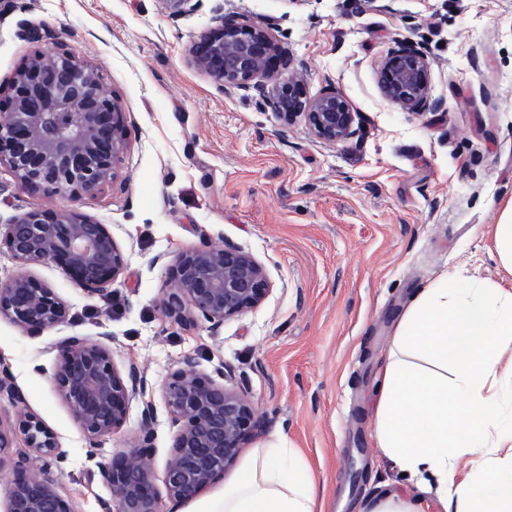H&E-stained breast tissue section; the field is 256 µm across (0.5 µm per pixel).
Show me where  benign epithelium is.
Wrapping results in <instances>:
<instances>
[{
	"instance_id": "benign-epithelium-1",
	"label": "benign epithelium",
	"mask_w": 512,
	"mask_h": 512,
	"mask_svg": "<svg viewBox=\"0 0 512 512\" xmlns=\"http://www.w3.org/2000/svg\"><path fill=\"white\" fill-rule=\"evenodd\" d=\"M171 19L187 18L203 0H156ZM22 36L44 46L19 65L0 89L7 111L0 113V165L20 190L76 200L92 199L119 176L117 161L129 147L122 104L97 66L56 40L47 28L29 25ZM189 63L225 91H253L281 125L304 122L326 144L351 138L356 113L334 90L306 96L288 74L292 58L268 29L230 16H216L188 49ZM381 85L392 104L422 114L433 106L429 62L417 50L392 49L381 64ZM17 271L0 279V319L31 337L68 324L70 308L28 268L54 264L85 292L102 294L121 273L124 253L112 230L78 209L31 207L0 225V250ZM161 301L166 320L184 330L206 324L217 332L224 320L261 306L272 292L266 268L251 253L203 242L181 252L167 269ZM53 380L61 400L89 447L120 433L135 400L142 412L138 430L100 473L112 485L104 512H166L224 478L243 448L264 425L248 388L231 373L217 381L203 376L191 356L181 360L160 388L173 428L162 484L157 486L154 440L157 410L153 390L136 365L121 370L108 346L86 336H67L55 345ZM14 405L23 396L14 376L0 367V399ZM21 432L38 454L44 473L29 472L30 457L13 446ZM63 456L56 435L36 415L20 411L0 420V471L9 472L6 512H74L57 479Z\"/></svg>"
}]
</instances>
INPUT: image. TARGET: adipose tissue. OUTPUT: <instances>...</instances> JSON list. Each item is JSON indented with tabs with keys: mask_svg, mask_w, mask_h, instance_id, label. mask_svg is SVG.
I'll list each match as a JSON object with an SVG mask.
<instances>
[{
	"mask_svg": "<svg viewBox=\"0 0 512 512\" xmlns=\"http://www.w3.org/2000/svg\"><path fill=\"white\" fill-rule=\"evenodd\" d=\"M442 273L398 324L371 403L376 445L420 489L385 490L361 512H512V428L498 414L512 386V289L452 287ZM317 480L297 448L261 445L213 494L176 512H317Z\"/></svg>",
	"mask_w": 512,
	"mask_h": 512,
	"instance_id": "ef3b65f1",
	"label": "adipose tissue"
}]
</instances>
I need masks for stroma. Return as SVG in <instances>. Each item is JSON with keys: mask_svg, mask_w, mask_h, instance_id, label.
Segmentation results:
<instances>
[{"mask_svg": "<svg viewBox=\"0 0 512 512\" xmlns=\"http://www.w3.org/2000/svg\"><path fill=\"white\" fill-rule=\"evenodd\" d=\"M22 3L0 15V86L37 48L20 23H40L98 65L130 128L118 181L78 204L124 252L111 295L88 296L55 265L36 266L74 323L31 337L0 319V362L55 433L76 512L111 499L98 465L140 421L132 404L123 434L89 449L55 391V343L105 333L118 367L137 363L153 387L188 355L208 376L232 371L265 417L258 441L303 450L324 512H359L387 488L416 494L375 446L370 397L396 325L441 271L461 287L512 289L491 238L512 203V0H203L176 22L157 0ZM217 7L269 28L308 95L348 100L356 133L319 142L304 123L281 126L254 92L224 91L189 65ZM398 45L429 59L435 106L425 114L381 93L380 64ZM34 205L76 204L20 191L1 166L0 224ZM204 241L250 252L273 285L215 334L183 331L160 310L166 264Z\"/></svg>", "mask_w": 512, "mask_h": 512, "instance_id": "obj_1", "label": "stroma"}]
</instances>
